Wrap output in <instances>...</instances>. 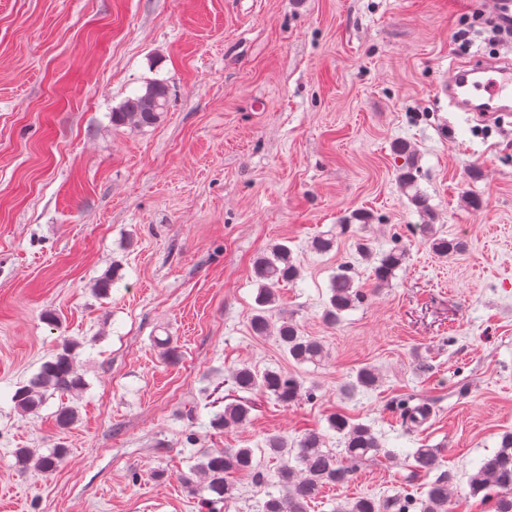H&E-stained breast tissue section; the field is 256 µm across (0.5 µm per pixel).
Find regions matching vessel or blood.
Returning a JSON list of instances; mask_svg holds the SVG:
<instances>
[{
    "label": "vessel or blood",
    "mask_w": 512,
    "mask_h": 512,
    "mask_svg": "<svg viewBox=\"0 0 512 512\" xmlns=\"http://www.w3.org/2000/svg\"><path fill=\"white\" fill-rule=\"evenodd\" d=\"M451 106L461 112L480 107L494 118L512 111V60L464 63L452 68L444 85Z\"/></svg>",
    "instance_id": "1"
}]
</instances>
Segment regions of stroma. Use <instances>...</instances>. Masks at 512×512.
I'll use <instances>...</instances> for the list:
<instances>
[{"mask_svg": "<svg viewBox=\"0 0 512 512\" xmlns=\"http://www.w3.org/2000/svg\"><path fill=\"white\" fill-rule=\"evenodd\" d=\"M489 11L490 0H0V512H201L183 482L201 450L252 448L271 478L280 462L264 438L316 429L337 448L335 413L371 426L387 453L353 464L310 512L420 497L410 454L424 444L456 476L453 512H489L468 476L512 431V117L469 119L437 90L453 63L512 58ZM154 80L171 90L161 122L113 126V109ZM399 141L418 155L437 231L464 252L439 258L422 236ZM358 211L372 224L339 232ZM333 233L332 251H313ZM360 236L377 254L405 250L388 283L357 254ZM283 241L302 278L276 288V306L322 342L315 364L250 329L253 263ZM346 263L364 297L330 325V279ZM113 268L109 298H96ZM166 337L178 363L155 345ZM65 338L86 387L63 431L59 398L24 416L11 397ZM245 365L294 374L304 392L288 405L251 395L249 423L211 425ZM365 365L378 385L344 394ZM408 397L429 419H403ZM59 444L53 473L18 470L15 449Z\"/></svg>", "mask_w": 512, "mask_h": 512, "instance_id": "obj_1", "label": "stroma"}]
</instances>
